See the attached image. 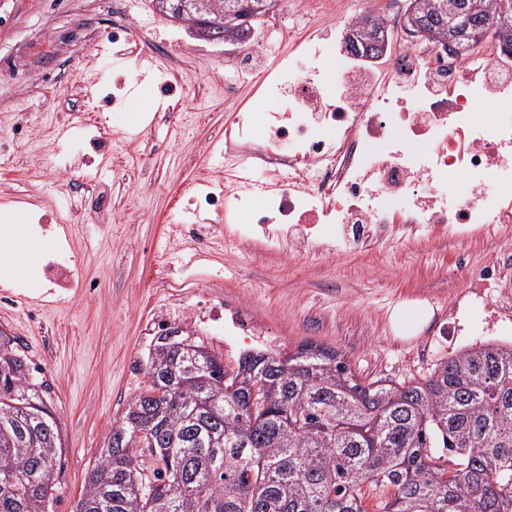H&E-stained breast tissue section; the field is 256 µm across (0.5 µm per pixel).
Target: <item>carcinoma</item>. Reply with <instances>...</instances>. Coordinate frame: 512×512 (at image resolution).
Segmentation results:
<instances>
[{
  "label": "carcinoma",
  "instance_id": "carcinoma-1",
  "mask_svg": "<svg viewBox=\"0 0 512 512\" xmlns=\"http://www.w3.org/2000/svg\"><path fill=\"white\" fill-rule=\"evenodd\" d=\"M185 18L243 40L280 0H174ZM471 33L512 47V9L468 0ZM432 42L448 0H408ZM188 347H183L185 340ZM148 387L106 435L75 512H512V342L475 344L421 381L367 382L340 351L305 342L230 372L164 330ZM61 427L16 337L0 332V512H49Z\"/></svg>",
  "mask_w": 512,
  "mask_h": 512
}]
</instances>
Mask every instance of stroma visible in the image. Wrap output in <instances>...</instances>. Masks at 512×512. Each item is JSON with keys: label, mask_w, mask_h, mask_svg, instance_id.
<instances>
[{"label": "stroma", "mask_w": 512, "mask_h": 512, "mask_svg": "<svg viewBox=\"0 0 512 512\" xmlns=\"http://www.w3.org/2000/svg\"><path fill=\"white\" fill-rule=\"evenodd\" d=\"M331 0L299 16L276 13L255 40L263 74H236L232 45L209 43L164 18L150 0H0V212L50 232L16 265L0 241V331L17 337L46 381L64 450L51 512H74L105 436L147 385L160 326L180 327L235 367L245 347L225 305L249 311L285 352L302 342L334 347L367 380L423 379L472 344L512 342V235L501 225L393 224L386 239L336 256L317 245L243 247L225 223L202 237L180 223L182 188L224 181V127L237 113L278 110L266 74L300 68L291 38L323 32ZM127 30L115 34V19ZM177 79L180 101L147 107L158 78ZM124 80L118 109L86 98L81 79ZM238 86L226 99L225 81ZM74 287L41 269L57 247ZM500 264L498 287L476 296L466 272ZM430 314L417 337L396 338L402 303Z\"/></svg>", "instance_id": "stroma-1"}]
</instances>
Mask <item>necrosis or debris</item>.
<instances>
[{"label":"necrosis or debris","instance_id":"necrosis-or-debris-1","mask_svg":"<svg viewBox=\"0 0 512 512\" xmlns=\"http://www.w3.org/2000/svg\"><path fill=\"white\" fill-rule=\"evenodd\" d=\"M295 53L312 67L269 82L285 110L225 127L224 185L183 193L186 223L223 216L245 244L277 224L305 246L377 224H512V52L492 38L459 55L404 38L366 64L311 35ZM256 158L267 182L241 176ZM258 196L263 212L239 227Z\"/></svg>","mask_w":512,"mask_h":512}]
</instances>
